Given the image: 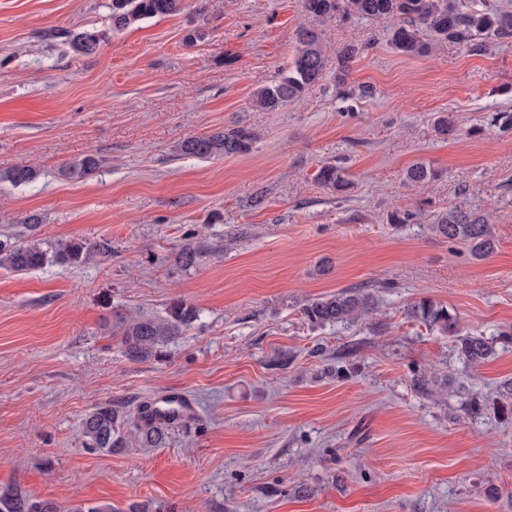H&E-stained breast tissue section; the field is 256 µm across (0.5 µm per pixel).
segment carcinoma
Listing matches in <instances>:
<instances>
[{
  "mask_svg": "<svg viewBox=\"0 0 512 512\" xmlns=\"http://www.w3.org/2000/svg\"><path fill=\"white\" fill-rule=\"evenodd\" d=\"M182 0H111L112 30L124 31L139 22L180 12ZM308 24L297 32L298 49L288 70L274 83L253 94L255 106L274 111L298 100L323 77L326 60L320 24L339 13L360 18L390 22L388 37L398 52L424 56L441 43L462 44L470 52L480 54L494 43L512 40V11L493 9L487 0H303ZM73 51L90 55L100 43V34L85 30L67 34ZM256 139L252 129L235 125L207 136L188 137L177 145L182 156L209 160L247 154ZM100 160L87 155L64 167L70 179H84L93 174ZM434 178L426 165L416 163L406 171V179L424 183ZM317 182L334 191L345 190L349 182L343 171L322 165ZM435 232L448 240L469 244L476 259L494 251V235L484 217L472 211L452 208L434 225ZM110 250L106 242L70 240L46 244L31 239L20 244L0 242V267L11 272L39 269L47 264L63 269L81 266ZM377 299L368 288L341 289L334 294L309 300L302 307L305 320L315 326L353 323L375 311ZM408 315L443 336L456 337L460 356L469 363H480L495 355L494 345L483 337L464 335L458 319L448 308L430 299H421L408 308ZM199 316L198 310L180 298L167 305L161 316L137 313L112 314V335L121 338L125 355L133 361H147L162 355V348L190 327ZM174 421L151 414L133 422L123 407L106 401L96 405L81 423L80 435L85 447L92 451L112 452L126 445V432L134 431L138 442L157 448L168 439ZM0 512H59L48 500H37L20 488L9 487L0 493Z\"/></svg>",
  "mask_w": 512,
  "mask_h": 512,
  "instance_id": "carcinoma-1",
  "label": "carcinoma"
}]
</instances>
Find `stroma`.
I'll list each match as a JSON object with an SVG mask.
<instances>
[{"instance_id": "obj_1", "label": "stroma", "mask_w": 512, "mask_h": 512, "mask_svg": "<svg viewBox=\"0 0 512 512\" xmlns=\"http://www.w3.org/2000/svg\"><path fill=\"white\" fill-rule=\"evenodd\" d=\"M109 3L0 0V240L112 248L67 270L0 268V488L62 512H512V342L497 337L512 330V126L493 121L512 113V42L407 56L385 23L339 15L322 79L262 111L252 94L291 65L302 0H183L122 32ZM86 29L103 35L91 55L60 37ZM195 29L205 40L187 42ZM442 113L452 138L435 131ZM235 125L256 134L248 154L176 150ZM87 155L92 176H63ZM417 162L436 178L407 181ZM326 163L350 190L316 182ZM23 166L36 180L12 184ZM454 207L488 214L487 259L434 231ZM188 244L202 255L185 267ZM343 288L374 289L378 313L303 319L306 300ZM175 298L198 321L162 358L129 360L113 311L160 315ZM423 298L495 339V356L466 364L453 337L408 318ZM422 370L447 394L417 392ZM172 391L193 409L164 447L84 448L97 404L136 418ZM475 394L488 407L470 417Z\"/></svg>"}]
</instances>
